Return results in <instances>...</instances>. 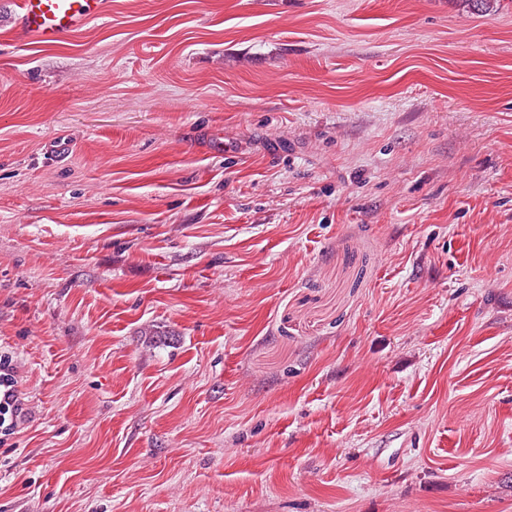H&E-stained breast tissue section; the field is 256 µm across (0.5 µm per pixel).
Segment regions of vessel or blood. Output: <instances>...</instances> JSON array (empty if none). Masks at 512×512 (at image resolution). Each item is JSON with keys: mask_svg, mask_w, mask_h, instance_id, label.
Wrapping results in <instances>:
<instances>
[{"mask_svg": "<svg viewBox=\"0 0 512 512\" xmlns=\"http://www.w3.org/2000/svg\"><path fill=\"white\" fill-rule=\"evenodd\" d=\"M104 0H18L15 29L21 40L57 45L101 17Z\"/></svg>", "mask_w": 512, "mask_h": 512, "instance_id": "obj_1", "label": "vessel or blood"}]
</instances>
